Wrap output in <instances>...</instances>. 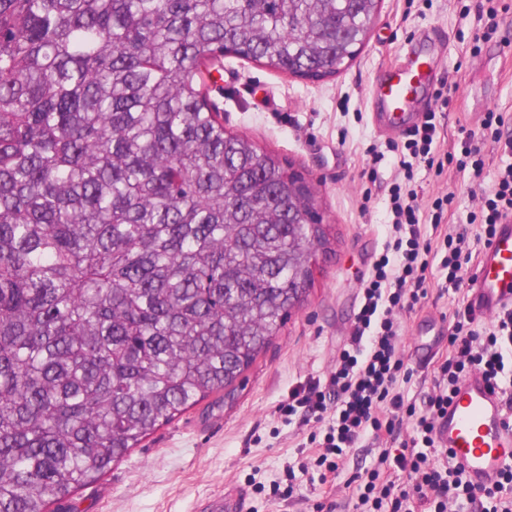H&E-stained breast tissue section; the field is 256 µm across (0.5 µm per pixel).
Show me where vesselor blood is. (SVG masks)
<instances>
[{"label":"vessel or blood","mask_w":512,"mask_h":512,"mask_svg":"<svg viewBox=\"0 0 512 512\" xmlns=\"http://www.w3.org/2000/svg\"><path fill=\"white\" fill-rule=\"evenodd\" d=\"M433 77L434 64L422 53L390 67L377 90L378 120L407 129L409 107ZM469 289V301L478 314L512 307V216L497 226ZM437 436L474 487L493 485L504 468L512 466V427H506L504 404L481 373H470L456 385ZM246 502V494L237 489L208 508L210 512H246Z\"/></svg>","instance_id":"vessel-or-blood-1"}]
</instances>
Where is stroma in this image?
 I'll return each instance as SVG.
<instances>
[{
    "mask_svg": "<svg viewBox=\"0 0 512 512\" xmlns=\"http://www.w3.org/2000/svg\"><path fill=\"white\" fill-rule=\"evenodd\" d=\"M477 0H381L372 30L351 65L340 74L309 81L233 55L213 74L209 97L224 114L227 131L246 137L301 173L315 190L328 245L305 301L291 310L269 348L244 372L234 389L212 395L158 428L139 448L96 483L79 489L59 512H201L202 506L240 485L249 493L247 512H357L358 484L352 476L372 446L364 437L335 475L299 470L313 455L308 436L316 423L280 410L290 391L324 378L346 342L359 308L360 288L382 250L391 220L390 194L399 182L390 143L405 133L376 126L372 88L385 69L402 61L423 38L434 43L436 77L412 106L413 122L435 105L441 85L450 103L441 117L440 147L449 150L460 129L481 146V176L449 165L442 175L413 170L422 231L431 234L427 207L451 194L444 222L464 233L482 254L480 226L473 223L477 192L491 189L500 169L512 164L481 123L486 112L503 113V134L512 135V0H500L498 27L479 36ZM382 151L372 161L371 150ZM438 274L415 311L403 314L404 336L413 339L426 324L450 328L467 291H441ZM296 475H289V467ZM293 487L292 498L274 487Z\"/></svg>",
    "mask_w": 512,
    "mask_h": 512,
    "instance_id": "stroma-1",
    "label": "stroma"
}]
</instances>
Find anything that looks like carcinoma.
<instances>
[{
    "label": "carcinoma",
    "mask_w": 512,
    "mask_h": 512,
    "mask_svg": "<svg viewBox=\"0 0 512 512\" xmlns=\"http://www.w3.org/2000/svg\"><path fill=\"white\" fill-rule=\"evenodd\" d=\"M381 0H0V512L229 391L312 284L301 175L224 129V55L319 81Z\"/></svg>",
    "instance_id": "obj_1"
}]
</instances>
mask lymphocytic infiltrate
Returning a JSON list of instances; mask_svg holds the SVG:
<instances>
[{
    "mask_svg": "<svg viewBox=\"0 0 512 512\" xmlns=\"http://www.w3.org/2000/svg\"><path fill=\"white\" fill-rule=\"evenodd\" d=\"M435 112H426L404 143L409 156L400 160L404 172L421 161L443 174L449 161L480 173L481 150L471 137L460 141L459 153H438ZM415 190L394 184L393 219L380 258L360 290L361 304L347 344L340 350L326 381H309L288 396L289 413L304 422L325 423L316 445V466L336 472L351 448L371 435L378 449L365 466L360 512H512V468L492 487L478 489L436 439L439 419L448 411L456 384L468 373L481 372L492 391L505 396L506 419L512 424V308H503L487 324H478L470 307L457 309L448 351L434 370L432 387L423 403L406 399L401 379L410 378L403 355L400 317L413 311L427 295V274L440 272L444 290L460 291L473 254L464 234H445L438 243L424 240ZM482 238L491 242L496 227L512 215V165L500 171L490 191L479 198ZM411 428L410 446L394 442L402 428ZM407 475L391 480L392 471Z\"/></svg>",
    "mask_w": 512,
    "mask_h": 512,
    "instance_id": "f902f5d3",
    "label": "lymphocytic infiltrate"
}]
</instances>
